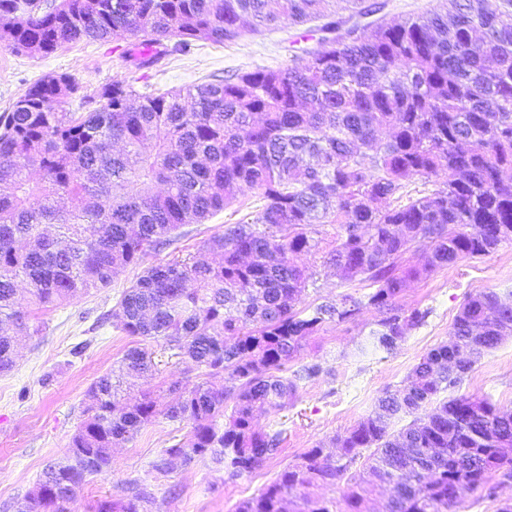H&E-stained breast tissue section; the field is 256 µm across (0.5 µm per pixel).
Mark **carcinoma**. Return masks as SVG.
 I'll return each instance as SVG.
<instances>
[{"instance_id": "1", "label": "carcinoma", "mask_w": 512, "mask_h": 512, "mask_svg": "<svg viewBox=\"0 0 512 512\" xmlns=\"http://www.w3.org/2000/svg\"><path fill=\"white\" fill-rule=\"evenodd\" d=\"M335 0H0V46L47 55L83 39L135 38L145 48L177 39L236 40L253 26L321 20L306 57L286 68L232 73L185 90L137 91L123 81L81 93L72 77L33 84L0 118V325L28 336L31 311L18 298L56 307L106 288L149 252L173 244L183 224H201L258 191L259 209L224 226L197 254L150 265L112 312L129 336L166 341L229 385L183 390L164 414L192 422L190 436L152 468L208 457L229 478L252 474L276 456L281 433L255 428V413L279 411L302 381L325 373L320 362L292 376L279 372L306 338L365 307L384 315L373 343L390 351L427 312L396 300L412 278L466 258L488 256L512 240V0H444L440 8L398 22L363 19L360 8L335 18ZM79 96L83 111L65 105ZM421 196L405 182L431 179ZM316 224H338L328 262L345 280L370 282L367 299L344 294L311 310L298 304L304 271L294 256L318 246ZM430 243L420 266L404 264L412 242ZM512 329V290L470 297L448 342L431 349L404 387L336 437L332 457L312 448L236 512H366L376 487L389 512H452L456 489L483 492L495 512H512L497 486L512 483V409L487 399L438 393L459 386L473 365ZM13 336L0 334V372L13 366ZM464 365L448 371V359ZM141 348L128 350L121 374L149 370ZM114 372L88 390L85 418L64 457L43 472L18 512H71L85 477L112 468L110 448L134 437L158 414L148 393L117 401ZM433 405L431 410L426 406ZM424 415H418V412ZM228 415L224 427L216 418ZM415 415L398 432L391 423ZM356 491L348 506L294 492L314 482ZM150 496L133 490L102 500L96 512H147Z\"/></svg>"}]
</instances>
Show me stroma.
Masks as SVG:
<instances>
[{"mask_svg": "<svg viewBox=\"0 0 512 512\" xmlns=\"http://www.w3.org/2000/svg\"><path fill=\"white\" fill-rule=\"evenodd\" d=\"M303 32V26L287 23L257 29L247 25L232 43L199 41L187 52L177 51L174 41L166 40L157 47L156 62L147 68L130 56L126 40L81 41L35 57L0 47V115L34 82L53 76H71L87 93L115 80L138 90L163 92L196 85L211 75L285 67L299 53ZM257 204L256 194H237L232 205L206 223L179 228L173 244L151 254L149 263L196 253L205 239L239 222ZM318 231V249L296 259L307 275L301 306L368 293L365 282L343 280L327 262L329 251L338 243L339 225L322 224ZM139 272V267H128L109 287L90 290L56 308L36 310L30 322L34 334L20 337L12 370L0 373V512H15L45 467L63 457L83 419L88 388L115 367L129 348L145 345L155 368L124 389L122 399L132 400L146 391L165 405L173 400L167 388L175 381L186 389L204 382L217 388L226 385L225 375L209 374L189 358L176 356L164 341L130 336L107 322V315ZM506 288L512 289V241L502 242L491 255L464 259L411 281L400 304L406 310L426 311L427 318L393 351L368 344L380 318L374 308L346 322L323 325L307 338L284 373L292 375L302 364L315 361L322 362L327 372L301 383L286 409L256 415V428L281 432L282 442L279 453L252 475L228 478L206 457L188 465L174 462L164 474L155 472L154 458L192 429L189 421L160 416L133 439L113 448L111 470L86 477L77 492L78 512H94L98 501L122 498L132 485L148 492V512H235L239 501L258 494L283 471L300 464L310 448L318 446L335 454L337 435L370 414L385 391L402 388L420 358L447 342L469 296ZM78 345L83 351L77 355L73 349ZM454 393L487 398L512 409V335L486 353Z\"/></svg>", "mask_w": 512, "mask_h": 512, "instance_id": "stroma-1", "label": "stroma"}]
</instances>
